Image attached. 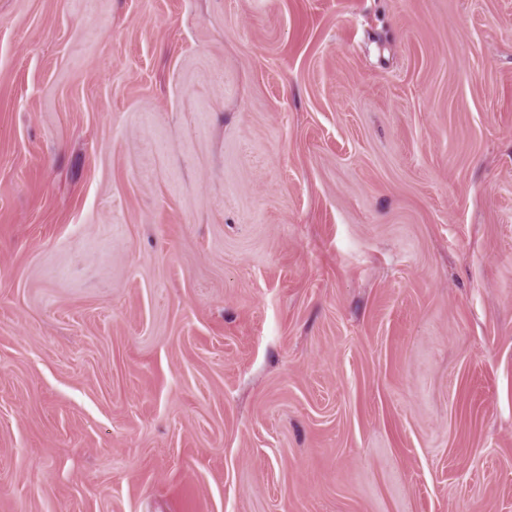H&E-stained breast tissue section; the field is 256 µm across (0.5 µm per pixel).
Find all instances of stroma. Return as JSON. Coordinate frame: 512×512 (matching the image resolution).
Listing matches in <instances>:
<instances>
[{"label": "stroma", "mask_w": 512, "mask_h": 512, "mask_svg": "<svg viewBox=\"0 0 512 512\" xmlns=\"http://www.w3.org/2000/svg\"><path fill=\"white\" fill-rule=\"evenodd\" d=\"M0 512H512V0H0Z\"/></svg>", "instance_id": "1"}]
</instances>
